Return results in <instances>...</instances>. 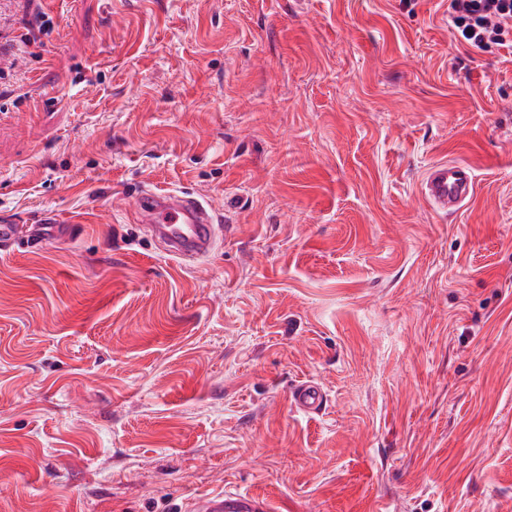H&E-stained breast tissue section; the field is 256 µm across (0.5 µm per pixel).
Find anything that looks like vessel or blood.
<instances>
[{"instance_id": "vessel-or-blood-1", "label": "vessel or blood", "mask_w": 512, "mask_h": 512, "mask_svg": "<svg viewBox=\"0 0 512 512\" xmlns=\"http://www.w3.org/2000/svg\"><path fill=\"white\" fill-rule=\"evenodd\" d=\"M420 190L436 210L453 214L474 196L476 175L470 165L457 161L432 164L423 175ZM132 210L146 222L149 235L166 246L168 255L183 264L202 262L213 251L221 228L199 198L180 191L144 192L134 196ZM291 403L305 414L321 412L327 403L322 388L313 381L292 386ZM195 512H274L269 501L246 493L224 492L194 505Z\"/></svg>"}]
</instances>
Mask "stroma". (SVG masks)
<instances>
[{"mask_svg": "<svg viewBox=\"0 0 512 512\" xmlns=\"http://www.w3.org/2000/svg\"><path fill=\"white\" fill-rule=\"evenodd\" d=\"M0 512H512V57L448 0H0ZM455 160L458 213L420 192ZM202 197L182 266L131 210ZM312 379L317 415L289 389ZM420 190L436 210L457 213L473 198L476 175L470 165L461 162H436L425 171ZM44 224L50 226H44L39 229V233L30 234L27 236H21L19 227L17 224H0V243L14 247L20 245L21 242H25L27 247L32 246L34 241L39 242V239L45 235L52 236H63L69 231V226L64 224H58V218L54 214H48L44 218ZM43 231L49 232L45 233ZM290 398L294 408L305 414H318L327 403V397L322 388L311 380L293 385ZM191 511L198 512H274L269 501L247 493L224 492L193 503Z\"/></svg>", "mask_w": 512, "mask_h": 512, "instance_id": "35a3bbf8", "label": "stroma"}]
</instances>
